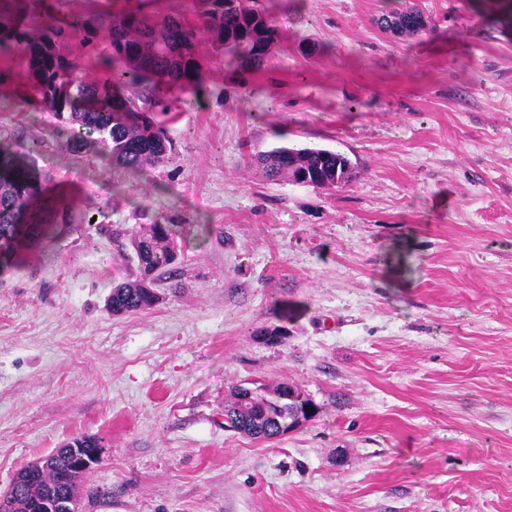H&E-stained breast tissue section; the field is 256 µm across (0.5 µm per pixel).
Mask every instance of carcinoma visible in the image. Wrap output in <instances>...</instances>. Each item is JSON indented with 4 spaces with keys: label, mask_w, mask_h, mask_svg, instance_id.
<instances>
[{
    "label": "carcinoma",
    "mask_w": 512,
    "mask_h": 512,
    "mask_svg": "<svg viewBox=\"0 0 512 512\" xmlns=\"http://www.w3.org/2000/svg\"><path fill=\"white\" fill-rule=\"evenodd\" d=\"M377 24L384 32L414 37L427 29V20L415 5L381 14ZM208 37L216 51L241 67L261 70L278 31L266 12L250 21L246 12L224 6V0H199V22L173 12L154 18L141 10L119 15H67L47 23L37 37L27 34V21L17 11L14 22L0 25V74L12 66L23 69L34 102L52 113L55 135L72 153H83L102 144L112 163L144 170L168 162L172 144L154 115L168 114L174 102L160 96V88L193 90L199 84L201 62L198 46ZM75 40L91 49L93 66L111 71L101 80L88 71L77 74V65L61 50ZM265 177L316 188H331L350 181L353 167L343 154L325 148L278 147L258 155ZM45 193L44 179L34 161L20 157L0 143V255L10 266L18 265L19 251L28 241L51 240L61 225L77 220L73 202L58 197L41 212L33 202ZM97 231L131 250L140 278L112 288L110 311L134 313L159 301L150 284L171 274L181 247L174 225L156 216L142 233H127L118 225H101ZM321 407L298 389L280 383L263 395L239 385L224 405V428L259 441L285 434L302 413L310 420ZM64 447L48 455L46 465L29 464L11 481L18 506L34 512L35 503L56 487L67 486L76 501L83 498Z\"/></svg>",
    "instance_id": "cac0c4a2"
}]
</instances>
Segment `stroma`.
Listing matches in <instances>:
<instances>
[{"label": "stroma", "instance_id": "obj_1", "mask_svg": "<svg viewBox=\"0 0 512 512\" xmlns=\"http://www.w3.org/2000/svg\"><path fill=\"white\" fill-rule=\"evenodd\" d=\"M414 2L428 28L396 38L374 19L405 0H261L265 68L202 41L171 158L144 171L60 149L22 69L0 76V142L82 214L0 288V492L91 436L84 512H512V25L493 0ZM281 146L353 178L269 181L255 157ZM156 215L184 227L176 272L112 315L139 269L89 224ZM282 382L320 413L267 443L225 429L232 387Z\"/></svg>", "mask_w": 512, "mask_h": 512}]
</instances>
